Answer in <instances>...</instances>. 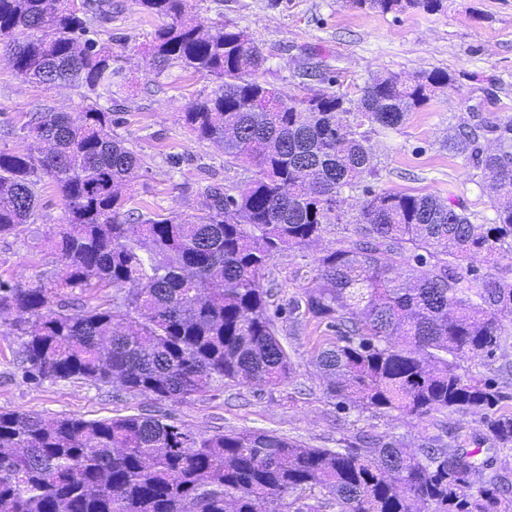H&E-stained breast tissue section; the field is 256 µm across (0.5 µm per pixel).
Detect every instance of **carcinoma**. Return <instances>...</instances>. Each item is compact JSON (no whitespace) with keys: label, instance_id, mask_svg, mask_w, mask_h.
Wrapping results in <instances>:
<instances>
[{"label":"carcinoma","instance_id":"carcinoma-1","mask_svg":"<svg viewBox=\"0 0 512 512\" xmlns=\"http://www.w3.org/2000/svg\"><path fill=\"white\" fill-rule=\"evenodd\" d=\"M169 19L150 53L161 68L191 69L217 86L185 105L183 120L258 177L229 193L208 191L194 221L123 211L119 188L142 159L112 136V87L123 79L112 49L88 37L112 22L111 0H0V45L24 82L84 90L79 120L40 113L29 136L53 132L36 154L0 150V235L35 216L49 178L65 224L61 274L50 284L0 280V319L16 312L23 378L119 383L133 394L186 402L226 384L279 386L293 362L277 336L268 263L303 248L345 192L377 175L365 126L393 130L431 93L444 71L404 81L378 75L358 98L324 93L316 105L258 81L266 58L250 36L186 17L184 0H138ZM382 13L442 8V0H357ZM448 150L489 175L504 200L492 224L436 195L367 192L353 233L312 260L307 310L339 323L317 363L336 408L422 417L492 410L494 382L460 373V361L493 355L512 322V279L474 274L480 255L495 266L512 255V118L460 126ZM140 232L130 235L131 223ZM115 295L73 310L51 305L56 290ZM492 438L512 443V414L482 417ZM489 466L439 436L413 450L402 436H364L344 448H312L264 430L195 435L174 421L0 412V512H512Z\"/></svg>","mask_w":512,"mask_h":512}]
</instances>
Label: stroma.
Masks as SVG:
<instances>
[{
	"label": "stroma",
	"instance_id": "1",
	"mask_svg": "<svg viewBox=\"0 0 512 512\" xmlns=\"http://www.w3.org/2000/svg\"><path fill=\"white\" fill-rule=\"evenodd\" d=\"M183 10L203 26L223 24L251 34L266 58L259 81L290 95L306 86L354 99L378 74L405 79L447 71L452 83L410 112L397 130L370 133L379 173L365 178V189L433 194L464 207L473 223H492L497 200L488 178L465 156L449 152L446 141L453 127L473 122L475 113L512 116V0H444L438 12L414 8L387 14L359 7L356 0H184ZM162 24L135 0H112V22L98 39L111 46L125 77L123 88L112 92L118 120L113 132L144 161L122 190L127 208L191 220L199 215L208 188L244 185L256 170L226 162L221 146L197 139L185 126L183 106L209 93L216 82L179 69L155 76L147 49ZM319 61L330 66L332 82L304 81L303 67ZM80 105L74 88L16 78L0 49V149L38 152L26 125L45 107L75 115ZM64 222L59 192L54 184H44L36 223L0 237V279L56 277V244ZM342 233L328 224L311 247L277 252L266 271L264 286L281 311L278 336L294 362L290 382L224 386L183 403L132 394L117 384L102 389L80 382L35 385L22 376L15 357L20 338L5 321L0 323V412L85 419L143 413L175 420L195 433L264 429L314 448H342L360 434L390 433L403 435L413 449L436 435L452 445L463 428L470 435L467 448L479 449L489 463L485 477L512 488V450L486 438L479 415L445 410L422 418L360 414L337 409L326 399L315 357L335 341L336 332L306 309L293 312L289 306L304 301L314 286L313 257L334 248ZM461 366L493 379L503 396L500 409L512 412V335L503 337L494 355L466 359Z\"/></svg>",
	"mask_w": 512,
	"mask_h": 512
}]
</instances>
